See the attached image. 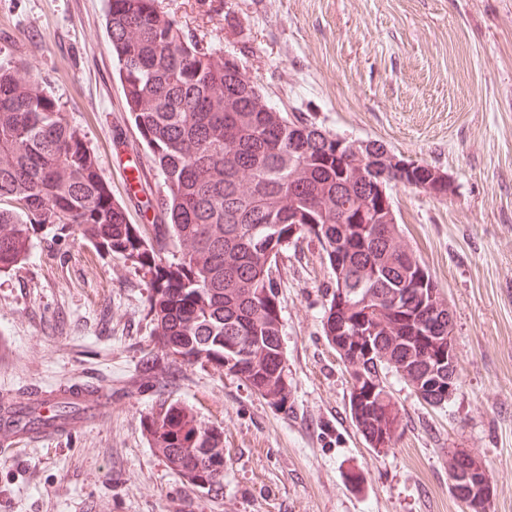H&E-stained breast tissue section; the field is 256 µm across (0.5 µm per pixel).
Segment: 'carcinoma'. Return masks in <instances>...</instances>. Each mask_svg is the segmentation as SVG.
Segmentation results:
<instances>
[{
    "mask_svg": "<svg viewBox=\"0 0 512 512\" xmlns=\"http://www.w3.org/2000/svg\"><path fill=\"white\" fill-rule=\"evenodd\" d=\"M106 30L131 123L162 178L163 224H130L79 131L18 64H0V269L21 263L45 226L81 229L95 248L149 276L155 343L143 362L209 365L278 409L288 403L272 268L290 243L317 242L334 276L323 333L350 368L351 420L373 448L394 444V371L430 406L448 402V303L404 243L390 191L424 184L448 198L429 164H388L368 140L338 137L263 100L224 52L185 39L155 0H107ZM172 250V259L161 253ZM379 308L376 326L358 306ZM388 357L384 363L378 356ZM143 425L184 481L224 491V437L161 400Z\"/></svg>",
    "mask_w": 512,
    "mask_h": 512,
    "instance_id": "1",
    "label": "carcinoma"
}]
</instances>
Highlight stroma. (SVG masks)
Here are the masks:
<instances>
[{
	"instance_id": "obj_1",
	"label": "stroma",
	"mask_w": 512,
	"mask_h": 512,
	"mask_svg": "<svg viewBox=\"0 0 512 512\" xmlns=\"http://www.w3.org/2000/svg\"><path fill=\"white\" fill-rule=\"evenodd\" d=\"M186 39L234 54L279 111L439 168L438 200L393 190L405 243L448 302L459 377L426 405L396 373L398 439L369 447L350 377L323 335L332 271L318 243L277 262L288 405L237 377L174 366L147 378L148 280L75 233L0 270V393L70 380L111 395L74 436L0 452V512H468L457 450L490 472L486 512H512V0H157ZM26 67L84 136L133 224L163 221L162 179L133 128L106 0H0V61ZM143 168L130 189L121 164ZM224 434V492L187 486L143 428L159 399Z\"/></svg>"
}]
</instances>
